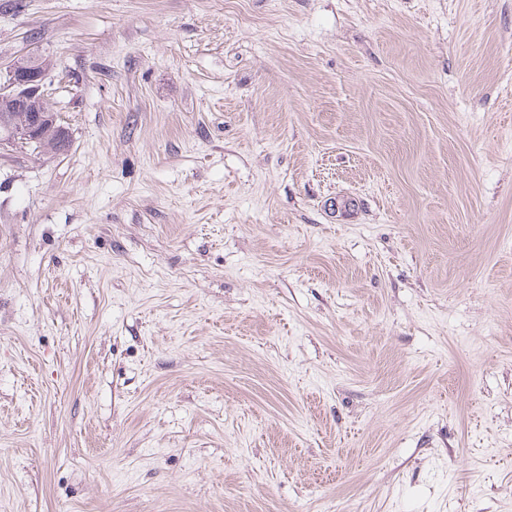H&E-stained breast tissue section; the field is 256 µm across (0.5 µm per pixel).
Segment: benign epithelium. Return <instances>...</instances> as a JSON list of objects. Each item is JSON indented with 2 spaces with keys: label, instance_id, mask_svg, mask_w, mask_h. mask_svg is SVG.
Masks as SVG:
<instances>
[{
  "label": "benign epithelium",
  "instance_id": "obj_1",
  "mask_svg": "<svg viewBox=\"0 0 512 512\" xmlns=\"http://www.w3.org/2000/svg\"><path fill=\"white\" fill-rule=\"evenodd\" d=\"M47 72L33 55L24 56L0 70V152L32 147L42 133L71 144L69 127L60 113L45 108ZM28 113L18 122L14 113Z\"/></svg>",
  "mask_w": 512,
  "mask_h": 512
}]
</instances>
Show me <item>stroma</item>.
Here are the masks:
<instances>
[{"instance_id": "35a3bbf8", "label": "stroma", "mask_w": 512, "mask_h": 512, "mask_svg": "<svg viewBox=\"0 0 512 512\" xmlns=\"http://www.w3.org/2000/svg\"><path fill=\"white\" fill-rule=\"evenodd\" d=\"M27 53L0 512H512V0H0ZM53 66L46 58L28 55L11 63L4 71L0 68V152L39 145L42 132L55 134L64 145L56 154L66 152L71 144L69 127L59 112L45 103L47 72ZM13 112L22 116L28 112V121L17 122Z\"/></svg>"}]
</instances>
